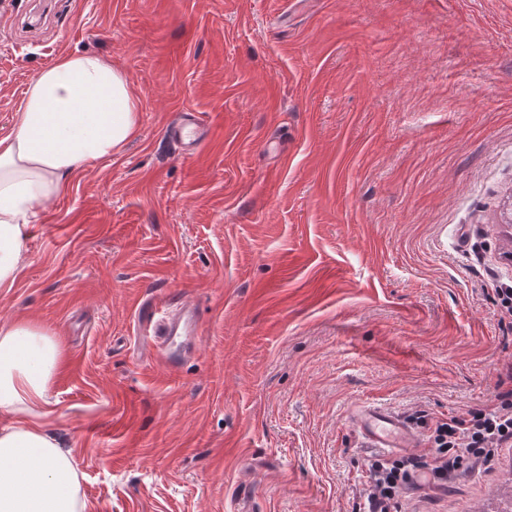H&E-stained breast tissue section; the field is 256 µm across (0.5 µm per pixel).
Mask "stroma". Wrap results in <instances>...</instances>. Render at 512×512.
Returning a JSON list of instances; mask_svg holds the SVG:
<instances>
[{
    "instance_id": "obj_1",
    "label": "stroma",
    "mask_w": 512,
    "mask_h": 512,
    "mask_svg": "<svg viewBox=\"0 0 512 512\" xmlns=\"http://www.w3.org/2000/svg\"><path fill=\"white\" fill-rule=\"evenodd\" d=\"M139 132L74 177L0 288L53 331L48 433L86 512H358L355 410L429 427L512 369V0H0V136L61 55ZM195 113L188 155L166 129ZM197 309L176 373L143 313ZM404 512H512V450Z\"/></svg>"
}]
</instances>
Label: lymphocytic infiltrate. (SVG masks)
I'll use <instances>...</instances> for the list:
<instances>
[{
    "mask_svg": "<svg viewBox=\"0 0 512 512\" xmlns=\"http://www.w3.org/2000/svg\"><path fill=\"white\" fill-rule=\"evenodd\" d=\"M431 461L407 456L392 462L374 461L369 467V490L364 512H400V496L413 473L425 469L448 490L464 461L489 463L496 452L512 447V388L501 392L491 410H477L437 422L432 434Z\"/></svg>",
    "mask_w": 512,
    "mask_h": 512,
    "instance_id": "f902f5d3",
    "label": "lymphocytic infiltrate"
}]
</instances>
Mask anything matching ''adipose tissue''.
Listing matches in <instances>:
<instances>
[{
  "label": "adipose tissue",
  "instance_id": "obj_1",
  "mask_svg": "<svg viewBox=\"0 0 512 512\" xmlns=\"http://www.w3.org/2000/svg\"><path fill=\"white\" fill-rule=\"evenodd\" d=\"M140 125L126 74L96 53L42 68L11 132L0 137V288L27 263L26 241L47 204L91 162L120 153ZM62 358L53 333L0 321V512H83L68 451L45 432Z\"/></svg>",
  "mask_w": 512,
  "mask_h": 512
}]
</instances>
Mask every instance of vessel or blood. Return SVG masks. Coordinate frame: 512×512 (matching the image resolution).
Instances as JSON below:
<instances>
[{"label": "vessel or blood", "mask_w": 512, "mask_h": 512, "mask_svg": "<svg viewBox=\"0 0 512 512\" xmlns=\"http://www.w3.org/2000/svg\"><path fill=\"white\" fill-rule=\"evenodd\" d=\"M173 140L186 143L189 150H197L206 140L208 132L201 127L194 113H182L178 123L170 129ZM201 325L194 311L176 307L162 314L155 323L143 326L144 335L150 336L160 351V358L168 370H177L185 353L194 349ZM355 423L363 435L376 448H411L417 437L404 421L385 409L361 408Z\"/></svg>", "instance_id": "vessel-or-blood-1"}]
</instances>
